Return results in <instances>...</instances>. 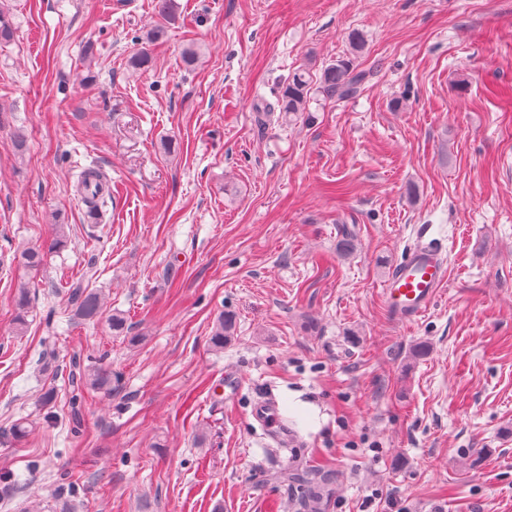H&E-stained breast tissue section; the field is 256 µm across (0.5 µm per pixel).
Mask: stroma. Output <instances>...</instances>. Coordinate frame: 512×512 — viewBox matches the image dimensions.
I'll return each instance as SVG.
<instances>
[{"mask_svg":"<svg viewBox=\"0 0 512 512\" xmlns=\"http://www.w3.org/2000/svg\"><path fill=\"white\" fill-rule=\"evenodd\" d=\"M0 3V512H292L273 475L295 453L334 465L328 512H512V0H173L153 42L156 0ZM352 55L356 96L269 114L295 69ZM56 224L15 335L13 257ZM423 236L448 279L400 322L382 285ZM86 276L126 333L72 320ZM94 361L112 390L74 401ZM266 398L283 439L251 417ZM100 178H102L100 169L92 165L80 172L78 182L83 193V201L91 211L99 212L100 210L103 213L108 207V202L112 201V192L105 195L104 189L100 185ZM235 330V318L230 314L219 317L211 331L209 344L213 351L222 352L224 343L233 336Z\"/></svg>","mask_w":512,"mask_h":512,"instance_id":"obj_1","label":"stroma"}]
</instances>
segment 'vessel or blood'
Returning a JSON list of instances; mask_svg holds the SVG:
<instances>
[{
  "instance_id": "vessel-or-blood-1",
  "label": "vessel or blood",
  "mask_w": 512,
  "mask_h": 512,
  "mask_svg": "<svg viewBox=\"0 0 512 512\" xmlns=\"http://www.w3.org/2000/svg\"><path fill=\"white\" fill-rule=\"evenodd\" d=\"M448 277L447 261L442 245L418 242L409 247L384 283L383 299L398 318L409 322L424 313L434 302ZM251 415L261 426L279 430L273 404L255 402Z\"/></svg>"
}]
</instances>
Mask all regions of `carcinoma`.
Instances as JSON below:
<instances>
[{"label": "carcinoma", "instance_id": "1", "mask_svg": "<svg viewBox=\"0 0 512 512\" xmlns=\"http://www.w3.org/2000/svg\"><path fill=\"white\" fill-rule=\"evenodd\" d=\"M370 73L358 69L352 59L338 60L313 76L307 68L297 69L288 78V86L279 102V111L292 117L306 111L307 96L311 89H317L328 99L348 98L357 94ZM102 178L96 166L84 168L78 182L83 193V201L93 212L105 211L112 193L104 192L100 185ZM69 236L65 225L56 224L53 234L43 245L30 246L15 254L17 266L27 273L37 272L43 266L50 252H60L68 246ZM68 304L73 316L85 321L105 319L109 329L116 333L126 330V318L120 314L104 315L106 307L101 293L89 287L88 282L77 280L69 285ZM16 315L14 332L22 336L26 332L27 313L31 305L30 283L20 281L16 289ZM235 318L230 314L219 317L211 331L209 344L213 351H224V343L233 336ZM73 388L112 390V371L101 363L89 364L79 369L72 377ZM275 479L288 484L296 512H325L336 497V470L329 463L307 465L302 460L292 458L288 468L277 474Z\"/></svg>", "mask_w": 512, "mask_h": 512}]
</instances>
